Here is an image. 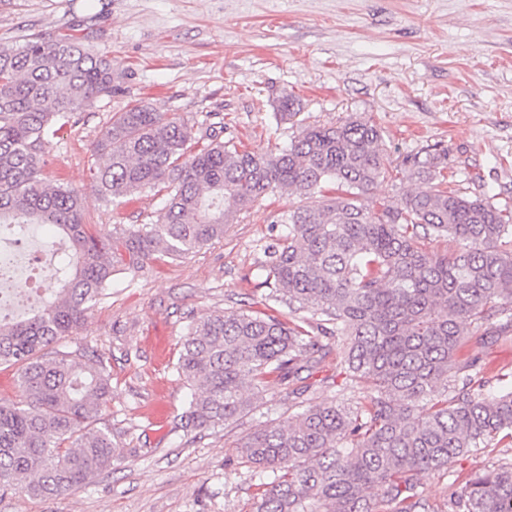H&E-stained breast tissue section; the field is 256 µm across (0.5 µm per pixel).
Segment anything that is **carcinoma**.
I'll return each instance as SVG.
<instances>
[{
    "label": "carcinoma",
    "instance_id": "cac0c4a2",
    "mask_svg": "<svg viewBox=\"0 0 512 512\" xmlns=\"http://www.w3.org/2000/svg\"><path fill=\"white\" fill-rule=\"evenodd\" d=\"M118 86L112 59L72 35L0 45V234L50 224L67 243L58 288L31 316L0 323V365L17 367L24 395L0 406V490L63 497L112 469V428L100 425L109 359L60 341L114 273L159 250L197 251L241 211L286 192L302 204L279 219L289 231L266 281L274 300L304 316L224 311L192 323L176 364L194 388L187 425L226 424L272 378L302 398L333 338L346 346L350 398L309 405L239 446L264 475L254 512H441L425 490L436 473L460 484L452 512H512V388L483 395L466 351L478 325L512 334V210L449 187L448 151L437 148L406 159L425 189L369 204L387 168L380 130L357 114L255 154L215 135L194 149L191 127L137 104L101 132L97 187L114 199L164 190L167 204L156 222L115 224L104 241L87 232L77 191L42 177L39 163L59 120ZM431 235L458 248L431 252ZM476 452L482 467L451 470Z\"/></svg>",
    "mask_w": 512,
    "mask_h": 512
}]
</instances>
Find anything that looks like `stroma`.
<instances>
[{"instance_id":"obj_1","label":"stroma","mask_w":512,"mask_h":512,"mask_svg":"<svg viewBox=\"0 0 512 512\" xmlns=\"http://www.w3.org/2000/svg\"><path fill=\"white\" fill-rule=\"evenodd\" d=\"M61 34L107 53L121 75L112 96L55 125L41 161L44 177L79 192L93 235L152 223L166 204L154 191L114 201L93 180L101 130L138 103L257 154L286 147L300 125L356 112L380 129L388 169L368 200L414 190L403 161L434 146L448 151L449 186L512 205V0H0V45ZM288 96L300 107L294 123L275 118ZM298 204L275 193L222 240L113 276L65 340L111 360L112 469L63 498L1 496L0 512H253L262 478L237 447L295 412L294 397L273 380L249 412L189 428L190 389L176 363L189 325L210 314L290 317L269 297L265 263L288 232L279 216ZM468 352L484 377L512 371L510 337ZM344 355L333 348L310 378V402L342 399Z\"/></svg>"}]
</instances>
